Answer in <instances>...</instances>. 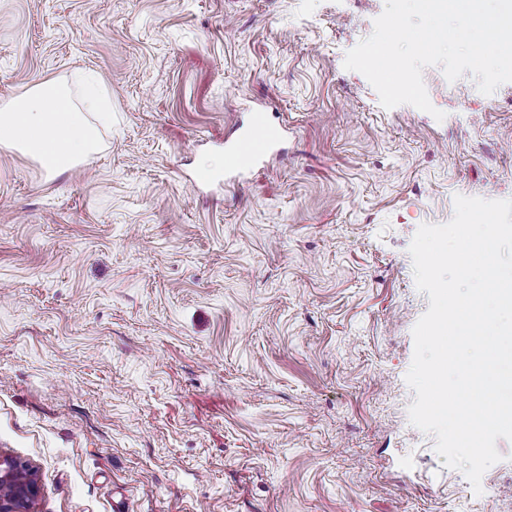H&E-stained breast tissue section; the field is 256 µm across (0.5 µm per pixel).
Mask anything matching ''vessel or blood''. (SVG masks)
Segmentation results:
<instances>
[{
  "label": "vessel or blood",
  "mask_w": 512,
  "mask_h": 512,
  "mask_svg": "<svg viewBox=\"0 0 512 512\" xmlns=\"http://www.w3.org/2000/svg\"><path fill=\"white\" fill-rule=\"evenodd\" d=\"M285 128L273 122L267 112L252 113L248 125L238 129L226 150V164L232 170H246L259 163L261 158L283 137Z\"/></svg>",
  "instance_id": "vessel-or-blood-1"
}]
</instances>
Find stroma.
I'll return each mask as SVG.
<instances>
[{"label": "stroma", "instance_id": "35a3bbf8", "mask_svg": "<svg viewBox=\"0 0 512 512\" xmlns=\"http://www.w3.org/2000/svg\"><path fill=\"white\" fill-rule=\"evenodd\" d=\"M385 0H0V105L53 80L100 153L0 144V453L33 512H512L413 426L409 254L455 195L512 199V82L423 71L384 108L346 53ZM265 105L278 152L225 172ZM222 182L193 186L202 168Z\"/></svg>", "mask_w": 512, "mask_h": 512}]
</instances>
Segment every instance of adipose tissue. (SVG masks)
<instances>
[{"label":"adipose tissue","mask_w":512,"mask_h":512,"mask_svg":"<svg viewBox=\"0 0 512 512\" xmlns=\"http://www.w3.org/2000/svg\"><path fill=\"white\" fill-rule=\"evenodd\" d=\"M96 108L94 89L76 103L63 82L36 85L0 106V142L31 158L45 174L64 173L101 149L99 130L89 119Z\"/></svg>","instance_id":"adipose-tissue-1"}]
</instances>
